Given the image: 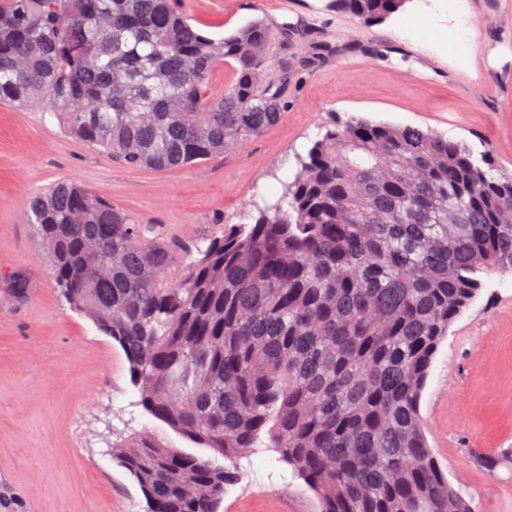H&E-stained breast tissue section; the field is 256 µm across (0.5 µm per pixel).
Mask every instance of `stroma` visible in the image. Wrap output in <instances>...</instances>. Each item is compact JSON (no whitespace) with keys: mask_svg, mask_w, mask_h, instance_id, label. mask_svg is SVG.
<instances>
[{"mask_svg":"<svg viewBox=\"0 0 512 512\" xmlns=\"http://www.w3.org/2000/svg\"><path fill=\"white\" fill-rule=\"evenodd\" d=\"M206 36L219 39L255 19L273 36L268 80L283 82L282 120L217 161L183 169H130L66 134L44 102L0 104V512H147L113 462V442L149 431L197 452L138 406L120 347L59 294L26 219L29 197L63 178L169 236L196 241L248 223L274 203L329 112L431 130L491 156L512 176V34L485 7L468 6L460 51L440 0H407L368 27L329 0H176ZM287 71H280V59ZM23 275L27 298L9 299ZM425 435L454 487L478 512H512V462L481 458L512 448V273L485 276L480 296L448 329L420 401ZM220 512H320L305 482L278 453L241 459Z\"/></svg>","mask_w":512,"mask_h":512,"instance_id":"35a3bbf8","label":"stroma"}]
</instances>
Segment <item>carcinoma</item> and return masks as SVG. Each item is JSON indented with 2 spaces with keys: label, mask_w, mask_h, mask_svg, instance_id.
<instances>
[{
  "label": "carcinoma",
  "mask_w": 512,
  "mask_h": 512,
  "mask_svg": "<svg viewBox=\"0 0 512 512\" xmlns=\"http://www.w3.org/2000/svg\"><path fill=\"white\" fill-rule=\"evenodd\" d=\"M332 2L373 26L409 0ZM271 37L259 19L208 37L169 0H0V103L41 98L127 166L184 168L282 119ZM494 170L462 142L332 112L282 201L203 246L65 180L32 196L61 296L120 346L137 404L228 461L149 432L112 443L149 512H219L258 448L321 512H474L419 407L481 275L512 271V177Z\"/></svg>",
  "instance_id": "carcinoma-1"
}]
</instances>
